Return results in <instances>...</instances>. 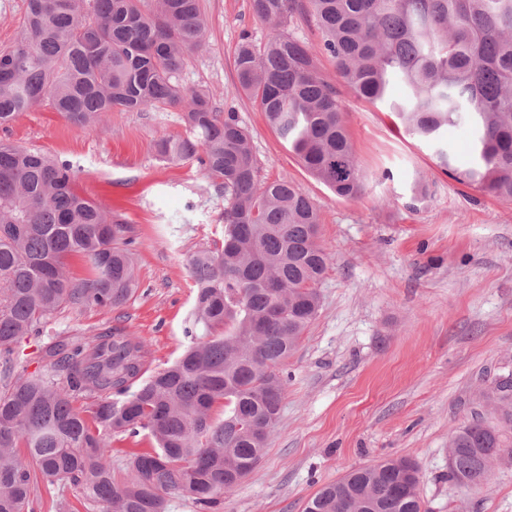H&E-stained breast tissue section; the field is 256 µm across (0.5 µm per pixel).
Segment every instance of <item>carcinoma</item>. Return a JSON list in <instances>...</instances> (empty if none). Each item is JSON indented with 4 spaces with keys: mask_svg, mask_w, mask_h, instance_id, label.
I'll return each instance as SVG.
<instances>
[{
    "mask_svg": "<svg viewBox=\"0 0 512 512\" xmlns=\"http://www.w3.org/2000/svg\"><path fill=\"white\" fill-rule=\"evenodd\" d=\"M252 10L275 34L260 46L242 36L238 89L337 196L364 194L338 87L376 101L397 79L405 96L390 109L405 131L439 144L466 115L470 161L441 147L439 166L512 202V0H252ZM297 19L315 23L319 47L286 30ZM206 30L200 0H27L23 38L0 51L1 126L45 100L80 131L114 110L177 108L186 135L157 140V157L198 161L227 202L224 244L189 259L191 345L172 365L148 372L144 342L115 326L53 336L39 370L18 371L15 347L40 325L65 310L121 307L139 283L128 226L75 191L69 165L0 141V512H29L40 479L78 489L86 512H166L171 493L211 512L264 455L254 428L278 420L283 367L317 316L329 257L303 189L259 184L235 113L180 82ZM320 53L338 83L319 72ZM75 257L89 268L78 285ZM486 400L503 409L474 414L449 440L448 478L460 485L482 484L483 461L512 449V382ZM142 433L154 449L116 474L112 437ZM419 485L411 460L381 461L323 486L303 512H425Z\"/></svg>",
    "mask_w": 512,
    "mask_h": 512,
    "instance_id": "obj_1",
    "label": "carcinoma"
}]
</instances>
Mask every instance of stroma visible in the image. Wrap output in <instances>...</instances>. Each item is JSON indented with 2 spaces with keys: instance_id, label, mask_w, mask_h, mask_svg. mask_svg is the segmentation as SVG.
Instances as JSON below:
<instances>
[{
  "instance_id": "stroma-1",
  "label": "stroma",
  "mask_w": 512,
  "mask_h": 512,
  "mask_svg": "<svg viewBox=\"0 0 512 512\" xmlns=\"http://www.w3.org/2000/svg\"><path fill=\"white\" fill-rule=\"evenodd\" d=\"M201 8L206 43L189 56L182 84L236 113L260 182L305 191L329 256L318 315L284 367L285 397L265 454L218 512H302L351 469L400 457L420 470L427 512H512V464H495L477 487L448 479L453 431L473 411L494 413L485 395L512 371V203L449 178L434 145L398 128L388 102L347 94L365 192L337 197L237 90L242 35L261 45L272 28L251 0H201ZM184 132L175 109L114 111L106 130L79 132L46 102L0 129V140L69 164L75 188L129 226L138 252L139 288L128 304L64 312L44 336L121 325L144 340L153 371L182 353L197 293L188 258L221 245L225 205L198 163L158 159L155 142ZM420 178L429 193L415 204Z\"/></svg>"
}]
</instances>
